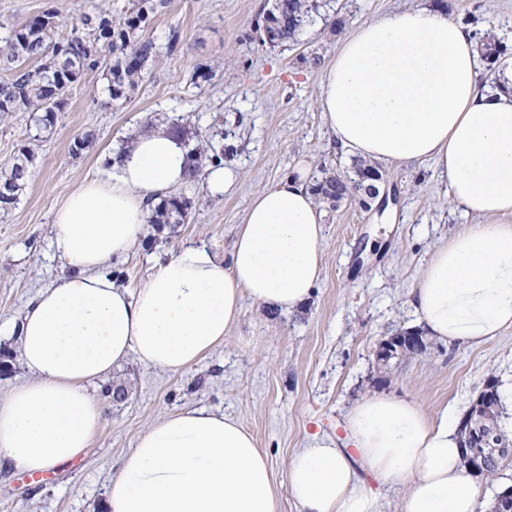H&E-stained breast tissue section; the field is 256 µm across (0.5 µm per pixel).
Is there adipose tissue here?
I'll return each mask as SVG.
<instances>
[{"instance_id": "1", "label": "adipose tissue", "mask_w": 512, "mask_h": 512, "mask_svg": "<svg viewBox=\"0 0 512 512\" xmlns=\"http://www.w3.org/2000/svg\"><path fill=\"white\" fill-rule=\"evenodd\" d=\"M471 30L426 6L359 24L320 85L321 118L342 150L400 165L429 161L453 202L481 216L431 254L410 302L425 336L481 345L512 327V90L480 79ZM190 148L161 124L108 154L100 176L54 212L64 270L16 327L24 383L0 395V469L42 472L88 448L102 424L89 387L133 357L178 373L223 343L244 299L289 313L322 273L324 214L306 176L257 189L224 256L190 244L157 257L131 289L107 268L145 235L149 203L189 178ZM457 423L393 396L345 420L354 450L320 442L288 465L301 512H379L373 482L402 485L401 512H483ZM105 512H278L270 461L224 414L186 409L121 459Z\"/></svg>"}]
</instances>
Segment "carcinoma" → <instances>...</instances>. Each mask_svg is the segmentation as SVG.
<instances>
[{
  "instance_id": "carcinoma-1",
  "label": "carcinoma",
  "mask_w": 512,
  "mask_h": 512,
  "mask_svg": "<svg viewBox=\"0 0 512 512\" xmlns=\"http://www.w3.org/2000/svg\"><path fill=\"white\" fill-rule=\"evenodd\" d=\"M165 0H135L124 17L115 21L112 13L94 12L81 17L69 31L60 29V11H45L13 29L7 45L0 49V67L11 72V78L0 82V115L9 112H33L38 115V129L52 127L56 113L64 111L69 92L89 71H102L106 91L113 101L129 95L142 83L147 66L164 54L179 49L180 35L174 31L165 45L146 37V29ZM320 4L315 0H274L273 7L255 23L276 31L274 44L297 41L300 32L313 20ZM485 60L494 64L501 47L491 32L481 36ZM228 145L217 149L201 140L190 158V176L206 164L222 166L233 153ZM35 159L28 148L20 149L14 162L0 174V212L11 209L19 191L27 184ZM343 175L326 172L312 184L318 202L331 209L347 194L338 188ZM192 209V201L183 195H172L151 209V224H181Z\"/></svg>"
}]
</instances>
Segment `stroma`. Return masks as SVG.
Here are the masks:
<instances>
[{"label": "stroma", "mask_w": 512, "mask_h": 512, "mask_svg": "<svg viewBox=\"0 0 512 512\" xmlns=\"http://www.w3.org/2000/svg\"><path fill=\"white\" fill-rule=\"evenodd\" d=\"M420 1L449 21L469 23L475 33H495L502 61L512 60V0H325L296 42L275 47L255 31L265 0H167L146 35L162 43L178 30L180 47L152 65L127 98L102 105L104 80L90 72L50 131H37L26 112L0 117V171L22 146L36 155L16 206L0 212V357L10 364L0 375V394L28 378L15 335L27 300L63 271L49 248L53 212L97 177L103 154L120 147L133 129L169 120L217 144L229 139L236 150L224 164L237 176L232 188L213 195L204 176L186 182L179 192L193 208L185 223L147 225L143 241L111 267L136 285L148 274L151 254H171L190 241L224 254L257 188L300 170L313 181L326 169H350L353 155L337 148L317 107L324 65L358 23ZM128 3L0 0V48L12 27L49 6L72 21ZM337 16L343 19L339 31L332 25ZM203 67L214 72L206 82L195 77ZM86 132L93 133L92 144L72 154L74 139ZM381 171L386 208L348 199L326 210L322 276L308 303L271 313L244 301L223 344L179 373L129 359L108 382L91 388L103 419L84 454L38 479L1 471L0 512H102L121 457L144 430L183 409L222 413L252 433L271 459L279 512H300L288 492L291 457L321 438L345 446L346 416L363 399L390 395L418 403L431 416L445 408L460 418L495 381L512 432V329L483 346L434 339L426 355L377 363L382 339L418 326L410 290L431 253L460 225L476 221L450 202L431 164ZM117 385L125 400L108 394Z\"/></svg>", "instance_id": "obj_1"}]
</instances>
